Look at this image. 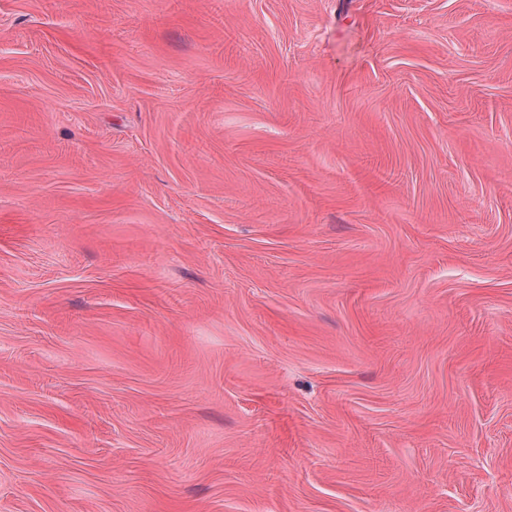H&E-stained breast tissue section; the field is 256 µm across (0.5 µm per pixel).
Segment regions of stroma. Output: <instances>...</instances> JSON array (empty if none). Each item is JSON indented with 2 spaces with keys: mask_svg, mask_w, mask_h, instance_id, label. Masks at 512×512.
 <instances>
[{
  "mask_svg": "<svg viewBox=\"0 0 512 512\" xmlns=\"http://www.w3.org/2000/svg\"><path fill=\"white\" fill-rule=\"evenodd\" d=\"M0 512H512V0H0Z\"/></svg>",
  "mask_w": 512,
  "mask_h": 512,
  "instance_id": "obj_1",
  "label": "stroma"
}]
</instances>
